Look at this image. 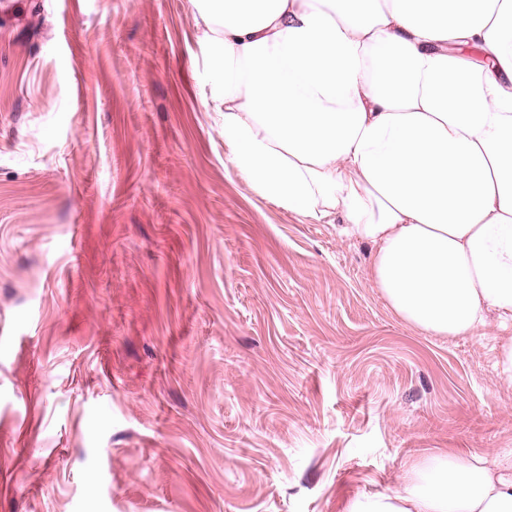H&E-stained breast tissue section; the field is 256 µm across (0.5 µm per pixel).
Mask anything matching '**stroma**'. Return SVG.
<instances>
[{
  "instance_id": "obj_1",
  "label": "stroma",
  "mask_w": 512,
  "mask_h": 512,
  "mask_svg": "<svg viewBox=\"0 0 512 512\" xmlns=\"http://www.w3.org/2000/svg\"><path fill=\"white\" fill-rule=\"evenodd\" d=\"M192 0H0V512H344L512 452L492 337L423 335L367 245L259 197Z\"/></svg>"
}]
</instances>
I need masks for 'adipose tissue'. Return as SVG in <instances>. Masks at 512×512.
Here are the masks:
<instances>
[{
	"label": "adipose tissue",
	"instance_id": "1",
	"mask_svg": "<svg viewBox=\"0 0 512 512\" xmlns=\"http://www.w3.org/2000/svg\"><path fill=\"white\" fill-rule=\"evenodd\" d=\"M194 4L238 174L341 220L402 321L495 337L512 382V0ZM400 483L345 512H512V453L428 454Z\"/></svg>",
	"mask_w": 512,
	"mask_h": 512
}]
</instances>
